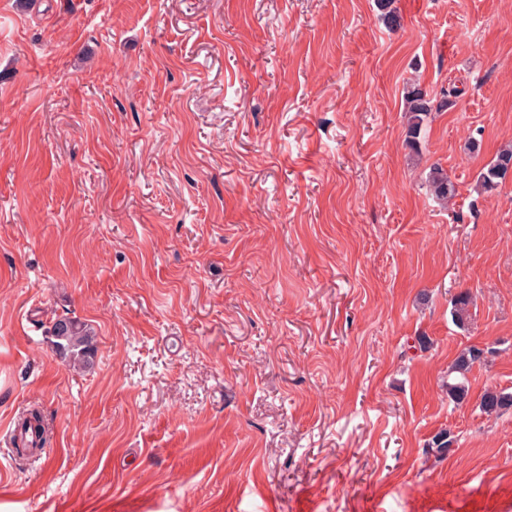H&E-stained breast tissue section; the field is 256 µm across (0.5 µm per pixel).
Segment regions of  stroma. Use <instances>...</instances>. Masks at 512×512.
<instances>
[{
    "label": "stroma",
    "mask_w": 512,
    "mask_h": 512,
    "mask_svg": "<svg viewBox=\"0 0 512 512\" xmlns=\"http://www.w3.org/2000/svg\"><path fill=\"white\" fill-rule=\"evenodd\" d=\"M392 6L0 0V512H512V411L479 409L512 389V180L477 186L512 144V0ZM414 79L458 91L417 154ZM426 182L432 196L442 205L448 207L456 196V189L448 178V173L439 165H432L426 174ZM51 336L56 351L74 367L86 368L91 364L96 333L90 324L76 317L58 319L52 326ZM485 350L475 346L462 350L448 367V400L454 405H463L468 400L469 386L467 374L476 363L482 362V354ZM479 408L487 416H498L512 409V392L507 389L486 391L480 399ZM455 442V436L450 430H440L428 441L426 454L433 456L435 459H442L449 455Z\"/></svg>",
    "instance_id": "1"
}]
</instances>
